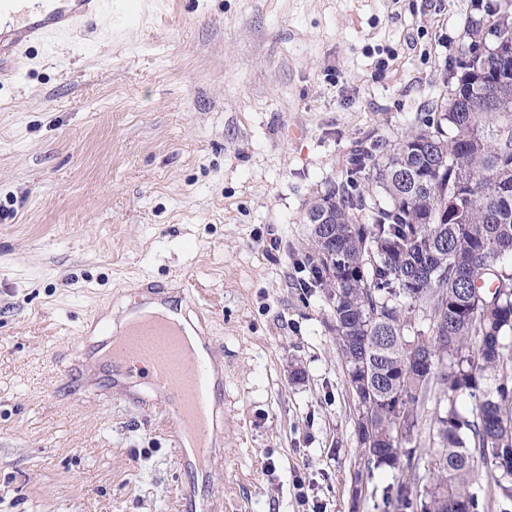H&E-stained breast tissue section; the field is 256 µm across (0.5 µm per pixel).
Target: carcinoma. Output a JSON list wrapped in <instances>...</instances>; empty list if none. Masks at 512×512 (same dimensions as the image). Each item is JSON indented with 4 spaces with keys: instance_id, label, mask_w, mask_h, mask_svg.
<instances>
[{
    "instance_id": "1",
    "label": "carcinoma",
    "mask_w": 512,
    "mask_h": 512,
    "mask_svg": "<svg viewBox=\"0 0 512 512\" xmlns=\"http://www.w3.org/2000/svg\"><path fill=\"white\" fill-rule=\"evenodd\" d=\"M468 54L441 111L428 115L379 155L361 142L344 180L307 208L320 288L332 309L336 340L355 377L368 367L372 416L358 422L368 471L390 469L382 512H478L488 499L512 501V74L480 36L512 42V0H500L490 24L471 19ZM423 312L427 329L416 327ZM424 362L406 374V343ZM487 376L492 390H480ZM446 388L430 460L406 448L433 385ZM482 391L467 415L461 394ZM401 436H391L396 426ZM493 472L481 499L480 468ZM423 496L412 493L417 486Z\"/></svg>"
}]
</instances>
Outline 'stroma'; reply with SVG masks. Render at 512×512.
Returning a JSON list of instances; mask_svg holds the SVG:
<instances>
[{"mask_svg": "<svg viewBox=\"0 0 512 512\" xmlns=\"http://www.w3.org/2000/svg\"><path fill=\"white\" fill-rule=\"evenodd\" d=\"M0 77V512H179L158 409L67 380L69 343L143 284L192 296L224 380L212 512H375L311 200L356 143L448 98L472 0H112ZM303 378H295V369ZM365 492L351 508V487Z\"/></svg>", "mask_w": 512, "mask_h": 512, "instance_id": "35a3bbf8", "label": "stroma"}]
</instances>
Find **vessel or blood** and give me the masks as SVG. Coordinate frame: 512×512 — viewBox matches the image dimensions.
<instances>
[{"instance_id": "1", "label": "vessel or blood", "mask_w": 512, "mask_h": 512, "mask_svg": "<svg viewBox=\"0 0 512 512\" xmlns=\"http://www.w3.org/2000/svg\"><path fill=\"white\" fill-rule=\"evenodd\" d=\"M112 0H44L39 16H32L27 0H0V15L13 18L10 30H0V73L15 68L28 49L57 34L71 33L90 17L101 18ZM158 312L131 318L123 327L102 326V355L110 363L113 384H121L134 370H146L155 404L171 429L180 465L196 478L212 477L219 462L222 432L218 413L223 409L221 377L212 360L184 341L183 319Z\"/></svg>"}]
</instances>
